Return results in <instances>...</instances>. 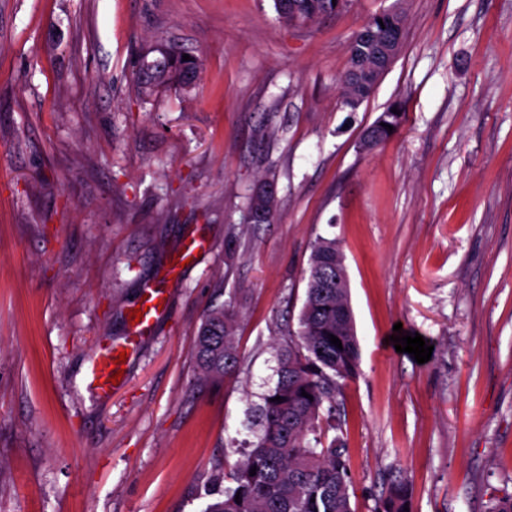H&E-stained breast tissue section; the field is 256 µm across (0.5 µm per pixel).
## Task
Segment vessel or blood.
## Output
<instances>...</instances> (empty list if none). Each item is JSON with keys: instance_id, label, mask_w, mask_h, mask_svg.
Returning a JSON list of instances; mask_svg holds the SVG:
<instances>
[{"instance_id": "obj_1", "label": "vessel or blood", "mask_w": 512, "mask_h": 512, "mask_svg": "<svg viewBox=\"0 0 512 512\" xmlns=\"http://www.w3.org/2000/svg\"><path fill=\"white\" fill-rule=\"evenodd\" d=\"M205 250L204 239L193 234L186 236L163 275L164 281L175 280L181 270L182 262H195ZM142 292V297L137 300L138 305L143 308L139 322L131 323L129 335L123 341L103 348L93 363L90 385L99 396H108L114 389L111 377L118 371L116 364L118 352L125 350L129 355H136L142 341L152 334L156 324L166 315L169 289L163 288L162 283L148 282L144 284Z\"/></svg>"}]
</instances>
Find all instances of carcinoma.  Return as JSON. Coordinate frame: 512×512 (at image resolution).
<instances>
[{
	"instance_id": "obj_1",
	"label": "carcinoma",
	"mask_w": 512,
	"mask_h": 512,
	"mask_svg": "<svg viewBox=\"0 0 512 512\" xmlns=\"http://www.w3.org/2000/svg\"><path fill=\"white\" fill-rule=\"evenodd\" d=\"M274 0L279 19L289 25L313 23L336 11L332 0H292L294 9L284 12ZM404 16L376 14L364 21L349 45V69L341 80V92L352 108L367 99L394 59L380 54L383 39L402 44ZM194 76L184 70L183 56L161 52L154 61H143L134 75L138 92L150 96L169 84L189 86ZM403 114L388 109L374 125L382 128V140L392 134L382 124L398 130ZM274 200L258 193L251 197L249 213L257 224L274 222ZM336 240L320 237L312 248L305 301L298 329L288 330L274 345L277 366L275 387L262 395L256 406L257 441L232 449L238 455L230 472L213 475L202 512H354L349 486V449L336 412L341 406L343 382L359 371L360 351L350 302L348 279L336 283L345 270ZM235 325L222 306L208 308L196 332L192 358L198 379L218 384L236 369L239 354ZM342 348L331 344L330 336ZM311 398L302 396V393ZM279 396L283 401L277 402ZM327 408V417L321 409ZM255 475H250L251 469ZM230 485L222 486L224 479ZM241 502H236L235 497ZM409 489L401 478L393 479L376 512H404Z\"/></svg>"
}]
</instances>
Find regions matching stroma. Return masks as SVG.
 Returning <instances> with one entry per match:
<instances>
[{"label": "stroma", "instance_id": "1", "mask_svg": "<svg viewBox=\"0 0 512 512\" xmlns=\"http://www.w3.org/2000/svg\"><path fill=\"white\" fill-rule=\"evenodd\" d=\"M392 10L402 49L349 108L350 39ZM158 48L200 72L144 98ZM395 102L398 132L364 147ZM270 181L275 222L247 223ZM192 232L206 253L98 398L94 357ZM321 236L360 346L354 512L398 475L412 512H488L512 493V0H347L305 25L273 0H0V512H201L225 449L255 439ZM211 305L241 354L218 385L191 356ZM397 323L428 362L396 352Z\"/></svg>", "mask_w": 512, "mask_h": 512}]
</instances>
